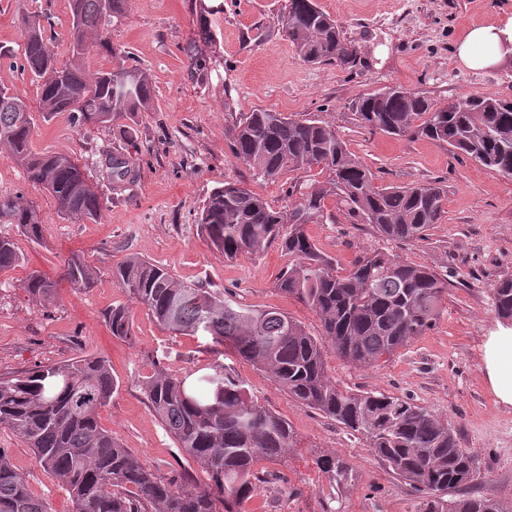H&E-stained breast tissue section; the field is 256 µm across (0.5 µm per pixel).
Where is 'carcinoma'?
Masks as SVG:
<instances>
[{"label":"carcinoma","instance_id":"1","mask_svg":"<svg viewBox=\"0 0 512 512\" xmlns=\"http://www.w3.org/2000/svg\"><path fill=\"white\" fill-rule=\"evenodd\" d=\"M279 20L283 35L310 65L354 63V44L317 0H288ZM69 57L60 62L48 47L36 16L24 20L20 68L40 88L38 111L67 112L78 128L109 125L153 108L154 88L140 69L121 59L89 74L90 51L113 55L104 25L121 17L126 0H69ZM352 110L362 126L391 136L421 135L448 144L482 166L512 175V100L465 97L442 107L431 99L381 95L359 97ZM33 111L0 89V150L16 160L32 184L55 201L57 213L77 222L98 220L103 201L88 188L84 168L66 154L35 153ZM231 149L256 178L275 181L285 172L314 167L328 174L307 186L284 212L238 183L214 188L199 217L200 232L228 259L256 253L276 242L289 266L280 291L320 318L322 334L273 309H246L203 284H184L167 268L130 256L112 271L119 285L162 328L227 345L241 359L268 371L303 405L360 436L371 454L422 494L419 512H505L491 494L449 500L448 491L470 485L476 458L459 447L455 429L429 409L396 396L351 392L327 375L326 347L346 364L365 368L393 355L431 329L441 312L448 280L433 269L384 252L360 255L339 275L336 259L321 250L305 226L324 217L329 197L351 217L371 224L391 241L423 240L444 212L445 191L437 183L377 186L372 171L349 152L336 131L317 117L282 112L249 113L229 131ZM112 179L134 176L124 156L105 161ZM0 223L14 224L31 242L42 243V216L23 195H0ZM23 258L15 241L0 236V271ZM62 277L89 288L95 269L78 254L65 260ZM22 288L49 301L56 282L34 271ZM498 317L512 319V275L492 288ZM114 337H131L130 310L118 305L105 317ZM117 388L107 360L78 355L24 373L0 376V429L31 448L38 465L66 486L75 512H238L264 482L257 469L294 447L288 421L258 403L225 367L194 383L161 368L145 383L147 401L178 448L206 476L205 485L158 476L98 421V410ZM331 479L345 477L333 454L315 460ZM0 512H50L0 448Z\"/></svg>","mask_w":512,"mask_h":512}]
</instances>
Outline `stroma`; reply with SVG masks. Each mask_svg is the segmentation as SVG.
<instances>
[{"instance_id": "1", "label": "stroma", "mask_w": 512, "mask_h": 512, "mask_svg": "<svg viewBox=\"0 0 512 512\" xmlns=\"http://www.w3.org/2000/svg\"><path fill=\"white\" fill-rule=\"evenodd\" d=\"M360 50L353 68L308 66L283 37L278 19L288 0H127L126 12L105 34L128 64L146 71L155 89L152 110L133 119L135 140L120 127L78 129L68 113L37 118L32 146L39 153L71 155L104 201L100 221L61 219L53 198L28 182L23 168L0 155V194L21 193L43 218V241L29 242L16 225L0 224L24 256L0 271V374H16L76 355L105 357L119 387L98 412L112 431L154 471L167 478L193 476L194 462L147 405L145 382L163 367L198 377L211 366H233L259 403L288 420L295 446L282 461L260 462L267 481L240 512H418L420 496L368 451L363 440L302 405L252 364L228 349H207L203 339L163 330L112 277L131 255L167 267L187 284L210 280L236 303L275 309L320 335L318 315L281 292L276 280L288 258L279 244L225 259L201 235L198 214L210 191L238 181L278 210L297 201L290 186L325 180L319 169L286 173L273 182L252 176L232 153L228 131L247 113L313 115L330 125L348 150L375 175L379 186L437 181L446 190L444 213L426 239L409 243L380 237L371 225L351 222L335 199L308 236L349 269L355 256L382 250L431 267L448 279V293L435 326L391 358L354 368L327 354L329 377L349 391L392 394L431 410L454 427L461 448L477 456L481 473L468 491L492 493L512 512V407L490 390L483 345L499 320L492 287L512 274V176L451 152L422 137H391L362 126L350 105L363 95L400 85L444 105L465 96L512 98V55L479 71L456 55L460 37L474 24L506 21L512 0H318ZM214 9L213 41L196 25L200 5ZM42 15L45 36L58 60L68 55V0H0V87L30 107L38 86L13 61L20 54L22 17ZM197 44L207 60L196 69L185 53ZM132 157L137 175L119 183L107 175L108 154ZM84 255L97 271L93 287L75 289L61 270L71 253ZM38 271L57 280L56 297L35 302L22 283ZM119 304L132 313V341L114 338L106 313ZM0 448L30 490L51 512H74L63 483L43 471L30 448L0 430ZM333 453L347 467L345 481L330 480L315 459Z\"/></svg>"}]
</instances>
